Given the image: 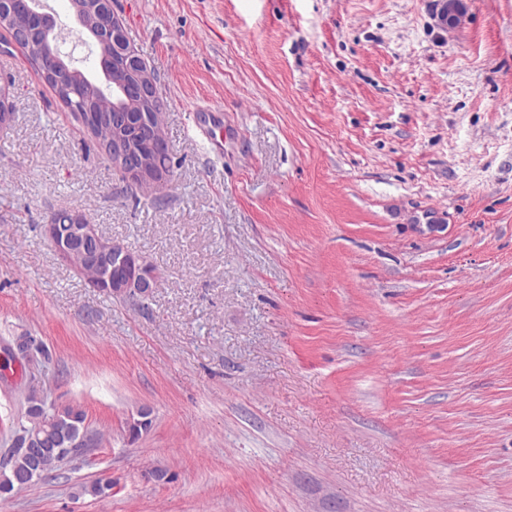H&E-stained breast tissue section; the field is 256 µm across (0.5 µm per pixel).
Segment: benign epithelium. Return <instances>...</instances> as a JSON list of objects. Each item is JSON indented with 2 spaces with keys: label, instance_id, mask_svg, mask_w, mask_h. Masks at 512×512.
Instances as JSON below:
<instances>
[{
  "label": "benign epithelium",
  "instance_id": "benign-epithelium-1",
  "mask_svg": "<svg viewBox=\"0 0 512 512\" xmlns=\"http://www.w3.org/2000/svg\"><path fill=\"white\" fill-rule=\"evenodd\" d=\"M41 0H0V25L10 30L8 45L23 48L32 41L47 45L54 44L52 26L47 14L40 11ZM78 32L91 37L97 49L105 48L118 62V68L103 70L104 81L113 88V105L102 111L97 122L110 123L122 128L131 125L130 108H146L160 100L155 87V76L148 69L140 54L130 45L125 35L122 20L115 11V0H94L91 12L82 13L80 0L72 2ZM167 150L166 145L157 144L144 150L122 138L112 141V164L127 176V181L142 190H151L169 179V173L155 161V156ZM72 229L67 237L60 236L58 224L49 220L44 232L56 253L68 260L74 252H80L87 264L102 271L116 266L132 269L124 278L113 279L103 276L89 284L96 292H112L147 298L152 293L155 277L142 276L143 261L124 244L105 238L95 225L75 215L71 218ZM36 434L23 432L12 442V451L35 454L32 447Z\"/></svg>",
  "mask_w": 512,
  "mask_h": 512
}]
</instances>
